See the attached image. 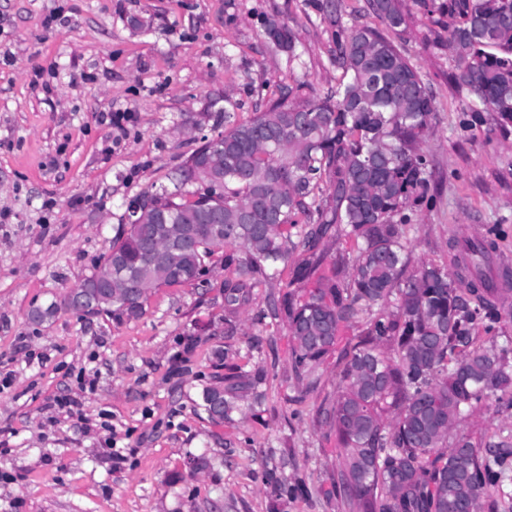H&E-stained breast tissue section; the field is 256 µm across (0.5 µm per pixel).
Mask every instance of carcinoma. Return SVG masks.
<instances>
[{
	"instance_id": "cac0c4a2",
	"label": "carcinoma",
	"mask_w": 512,
	"mask_h": 512,
	"mask_svg": "<svg viewBox=\"0 0 512 512\" xmlns=\"http://www.w3.org/2000/svg\"><path fill=\"white\" fill-rule=\"evenodd\" d=\"M447 33L450 80L500 125L512 123V0H414ZM382 28L343 22L340 4L323 5L336 28L332 63L341 71L324 97L297 81L253 117L224 108L216 133L192 151L221 178L224 223L201 219L210 189L181 179L141 192L153 209L142 224L122 214L102 263L78 286L89 309L138 316L146 293L209 275L224 250L220 284L224 335L249 289L269 283L277 265L298 262L260 318L288 329L292 371L315 388V369L333 350L339 328L362 322V339L345 355L338 391L317 424L336 432L338 488L350 512H493L492 495L512 470V441L482 449L460 423L490 403L512 406V338L502 335L504 289L479 275L496 228L457 255L456 272L429 261L409 268L406 210L427 199L432 171L421 145L432 134L434 103L416 69L385 31L403 32V0H369ZM355 254L332 251L340 239ZM331 275L304 296L296 291L325 260ZM138 281L122 290L113 273ZM53 300L30 311L43 323L63 310ZM267 373L230 372L201 394L208 419L221 424L241 403H262ZM223 393L224 412L212 408Z\"/></svg>"
}]
</instances>
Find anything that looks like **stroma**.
Wrapping results in <instances>:
<instances>
[{"label": "stroma", "instance_id": "1", "mask_svg": "<svg viewBox=\"0 0 512 512\" xmlns=\"http://www.w3.org/2000/svg\"><path fill=\"white\" fill-rule=\"evenodd\" d=\"M321 2L0 0V512H344L331 486L336 437L313 419L362 326L341 327L316 390L287 402L293 340L258 315L290 271L253 288L236 317L237 353L223 362L214 356L224 346L219 268L149 291L137 317L28 319L91 274L123 202L199 146L225 96L247 119L295 81L321 97L335 89ZM272 17L293 30L300 59L266 39ZM443 36L415 11L393 37L435 107L424 148L436 187L408 212V252L449 266L454 241L495 224L500 264L512 260V130L469 111L466 91L448 80ZM114 112L125 115L121 127L109 123ZM229 365L243 375L264 368V399L255 414L216 425L200 395ZM461 428L475 442L499 441L512 435V407H482ZM191 453L206 454L209 468L187 475ZM278 481L302 490L276 495Z\"/></svg>", "mask_w": 512, "mask_h": 512}]
</instances>
